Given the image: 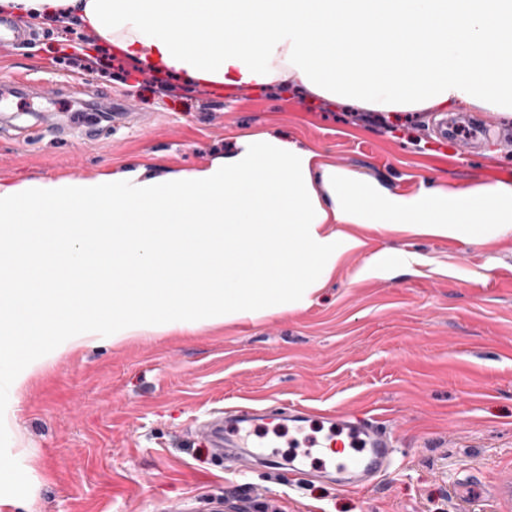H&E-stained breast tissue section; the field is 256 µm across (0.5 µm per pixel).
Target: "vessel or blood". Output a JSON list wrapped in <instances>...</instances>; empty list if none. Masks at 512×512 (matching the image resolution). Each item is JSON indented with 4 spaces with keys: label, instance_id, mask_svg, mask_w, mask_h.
<instances>
[{
    "label": "vessel or blood",
    "instance_id": "vessel-or-blood-1",
    "mask_svg": "<svg viewBox=\"0 0 512 512\" xmlns=\"http://www.w3.org/2000/svg\"><path fill=\"white\" fill-rule=\"evenodd\" d=\"M450 131L455 139L474 146L480 140L483 125L480 120L467 119L453 124ZM300 420L328 424L330 432L319 438L299 440L298 458L305 460L322 450L342 451L337 471L353 473L359 482L374 480L388 469L395 448L394 436L378 418L364 413H327L302 404L279 408H231L194 421L192 429L208 441L216 456L234 450L272 468L277 463L280 440L278 436L263 433V426ZM353 439L363 446L356 456L344 452L346 441Z\"/></svg>",
    "mask_w": 512,
    "mask_h": 512
}]
</instances>
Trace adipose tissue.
<instances>
[{
	"label": "adipose tissue",
	"mask_w": 512,
	"mask_h": 512,
	"mask_svg": "<svg viewBox=\"0 0 512 512\" xmlns=\"http://www.w3.org/2000/svg\"><path fill=\"white\" fill-rule=\"evenodd\" d=\"M73 24L153 73L299 94L369 112L512 115V0H0ZM400 224L480 240L512 229V182L405 196L267 134L209 164L0 182V359L65 337L255 321L307 306L360 239Z\"/></svg>",
	"instance_id": "ef3b65f1"
}]
</instances>
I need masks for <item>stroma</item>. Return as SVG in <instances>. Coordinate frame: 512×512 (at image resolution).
I'll return each instance as SVG.
<instances>
[{
	"instance_id": "obj_1",
	"label": "stroma",
	"mask_w": 512,
	"mask_h": 512,
	"mask_svg": "<svg viewBox=\"0 0 512 512\" xmlns=\"http://www.w3.org/2000/svg\"><path fill=\"white\" fill-rule=\"evenodd\" d=\"M0 49V182L76 180L122 165L164 173L270 133L391 192L512 180V118L483 113L480 152L442 142L434 113L407 129L356 107L271 87L230 97L167 76L146 84L122 59L107 76L56 65L67 22L17 19ZM79 84L76 92L65 83ZM343 255L311 304L246 323L141 336L59 353L25 386L0 381V456L24 477L18 512H512V231L479 243L402 227L347 225ZM388 253L389 272L364 275ZM415 255L414 272L402 260ZM278 402L375 414L395 433L368 485L216 458L194 417Z\"/></svg>"
}]
</instances>
